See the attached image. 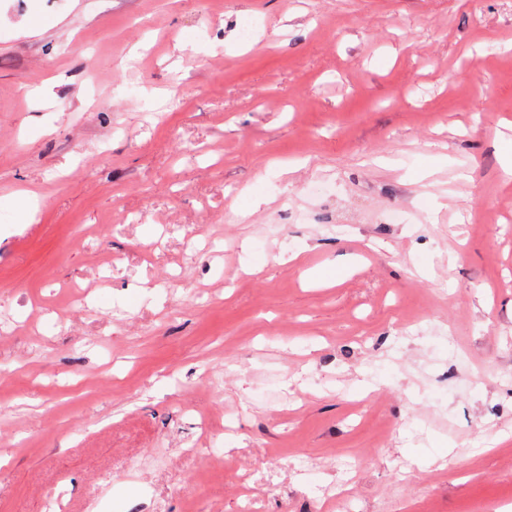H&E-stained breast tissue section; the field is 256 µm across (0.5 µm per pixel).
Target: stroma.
<instances>
[{"instance_id":"35a3bbf8","label":"stroma","mask_w":512,"mask_h":512,"mask_svg":"<svg viewBox=\"0 0 512 512\" xmlns=\"http://www.w3.org/2000/svg\"><path fill=\"white\" fill-rule=\"evenodd\" d=\"M511 154L512 0H0V512H506Z\"/></svg>"}]
</instances>
